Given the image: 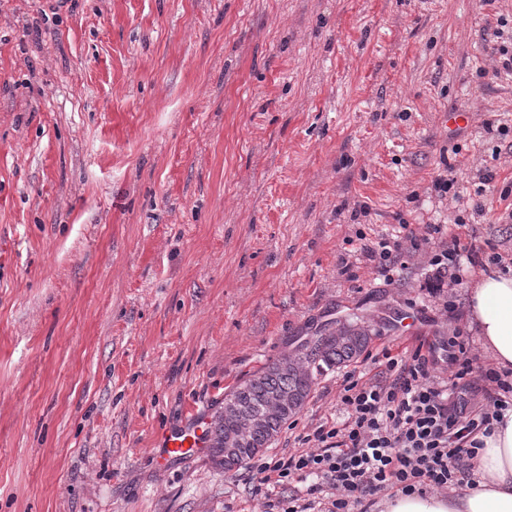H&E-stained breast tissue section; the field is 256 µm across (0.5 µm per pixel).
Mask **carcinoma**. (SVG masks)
Masks as SVG:
<instances>
[{"instance_id": "cac0c4a2", "label": "carcinoma", "mask_w": 512, "mask_h": 512, "mask_svg": "<svg viewBox=\"0 0 512 512\" xmlns=\"http://www.w3.org/2000/svg\"><path fill=\"white\" fill-rule=\"evenodd\" d=\"M371 339V330L367 327L342 323L318 332L289 353L288 367L281 368L278 361H272L227 397L237 403L241 415L220 411L213 416L207 431L209 447L216 453L224 451L225 437L241 433L248 418L263 416L264 426L249 434L251 450L242 455L239 463L245 466L255 457L254 450L269 447L283 426L296 416L294 412L288 414L275 407L274 396L288 392L297 405L304 406L313 390L315 374L353 361L365 351Z\"/></svg>"}]
</instances>
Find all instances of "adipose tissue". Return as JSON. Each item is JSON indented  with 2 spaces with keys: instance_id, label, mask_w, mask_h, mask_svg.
Here are the masks:
<instances>
[{
  "instance_id": "obj_1",
  "label": "adipose tissue",
  "mask_w": 512,
  "mask_h": 512,
  "mask_svg": "<svg viewBox=\"0 0 512 512\" xmlns=\"http://www.w3.org/2000/svg\"><path fill=\"white\" fill-rule=\"evenodd\" d=\"M469 325L495 368L512 370V277L478 274L470 288ZM476 488L448 495L399 496L387 512H512V413L486 438Z\"/></svg>"
}]
</instances>
